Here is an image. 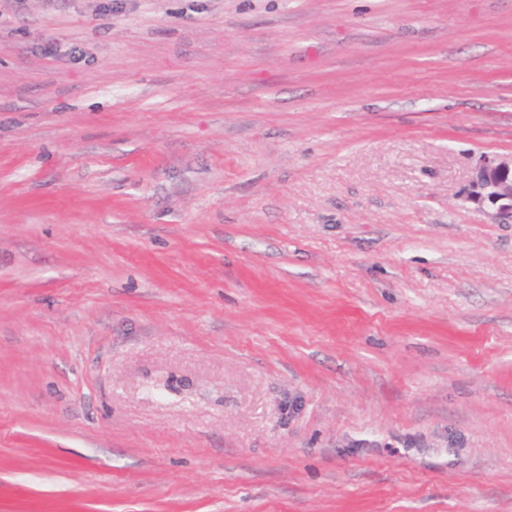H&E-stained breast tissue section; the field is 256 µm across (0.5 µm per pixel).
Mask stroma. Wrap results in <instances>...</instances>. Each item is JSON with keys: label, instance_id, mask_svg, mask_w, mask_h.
I'll return each instance as SVG.
<instances>
[{"label": "stroma", "instance_id": "1", "mask_svg": "<svg viewBox=\"0 0 512 512\" xmlns=\"http://www.w3.org/2000/svg\"><path fill=\"white\" fill-rule=\"evenodd\" d=\"M512 0H0V512H512ZM477 188L473 200L490 204L512 214V157L509 160L483 158L478 166Z\"/></svg>", "mask_w": 512, "mask_h": 512}]
</instances>
